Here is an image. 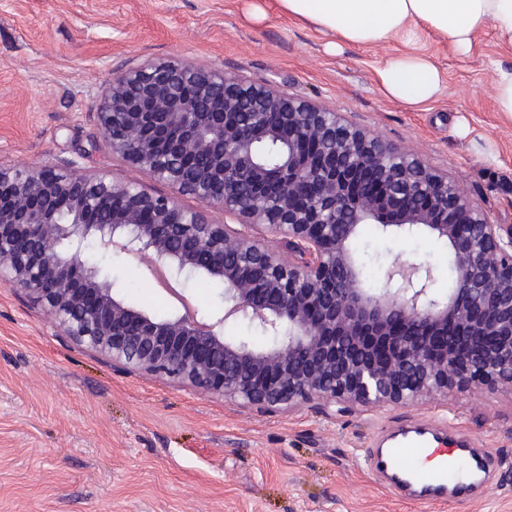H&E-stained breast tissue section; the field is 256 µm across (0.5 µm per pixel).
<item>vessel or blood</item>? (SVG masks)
Segmentation results:
<instances>
[{
  "label": "vessel or blood",
  "mask_w": 512,
  "mask_h": 512,
  "mask_svg": "<svg viewBox=\"0 0 512 512\" xmlns=\"http://www.w3.org/2000/svg\"><path fill=\"white\" fill-rule=\"evenodd\" d=\"M368 464L391 494L423 503L447 499L464 484H480L498 467L471 441L439 436L425 421L399 427L385 448L369 455Z\"/></svg>",
  "instance_id": "obj_1"
}]
</instances>
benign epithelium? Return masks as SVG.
Here are the masks:
<instances>
[{"label": "benign epithelium", "mask_w": 512, "mask_h": 512, "mask_svg": "<svg viewBox=\"0 0 512 512\" xmlns=\"http://www.w3.org/2000/svg\"><path fill=\"white\" fill-rule=\"evenodd\" d=\"M97 121L114 154L173 196L87 175L77 164H0V283L55 332L112 362L201 393L291 409L380 407L512 384V228L458 181L339 113L193 59L113 76ZM280 149L273 164L262 145ZM199 203L186 208L178 196ZM218 210L235 225L218 224ZM448 243L456 286L396 260L363 287L358 226ZM97 243L175 282L224 285V315L157 318L83 259ZM242 318L271 345L224 339Z\"/></svg>", "instance_id": "benign-epithelium-1"}]
</instances>
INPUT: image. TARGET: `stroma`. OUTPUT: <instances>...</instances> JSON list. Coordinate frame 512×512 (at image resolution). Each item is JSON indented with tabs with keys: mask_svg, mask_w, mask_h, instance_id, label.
Listing matches in <instances>:
<instances>
[{
	"mask_svg": "<svg viewBox=\"0 0 512 512\" xmlns=\"http://www.w3.org/2000/svg\"><path fill=\"white\" fill-rule=\"evenodd\" d=\"M256 6L265 18L253 17ZM422 44L444 88L409 108L377 78L401 42L335 49L274 0H0V163L74 161L170 193L108 149L95 112L115 72L187 56L308 97L412 149L510 228L512 120L497 112L491 83L512 48L490 27L465 56L430 32ZM354 250L367 287H382L397 258L430 267L435 296L455 284L448 245L436 237L363 224ZM99 256L117 294L154 316L187 306L204 318L224 312L223 286L180 284L172 301L138 260ZM424 418L473 437L499 461L481 497L398 498L368 470L374 436ZM0 512H512V385L342 411L246 406L117 368L46 327L40 307L0 284Z\"/></svg>",
	"mask_w": 512,
	"mask_h": 512,
	"instance_id": "stroma-1",
	"label": "stroma"
}]
</instances>
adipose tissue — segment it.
<instances>
[{
	"label": "adipose tissue",
	"mask_w": 512,
	"mask_h": 512,
	"mask_svg": "<svg viewBox=\"0 0 512 512\" xmlns=\"http://www.w3.org/2000/svg\"><path fill=\"white\" fill-rule=\"evenodd\" d=\"M288 16L320 32L359 46L393 39L415 44L420 29L435 32L455 52L469 53L485 27H493L501 44L512 47V0H277ZM384 93L406 106L435 99L442 74L426 53L389 58L379 69Z\"/></svg>",
	"instance_id": "1"
}]
</instances>
